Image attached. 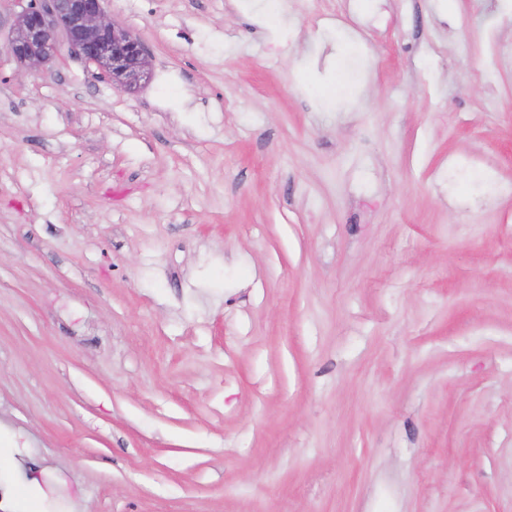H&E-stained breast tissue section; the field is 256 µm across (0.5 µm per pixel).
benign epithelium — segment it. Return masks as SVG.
<instances>
[{
	"label": "benign epithelium",
	"instance_id": "1",
	"mask_svg": "<svg viewBox=\"0 0 512 512\" xmlns=\"http://www.w3.org/2000/svg\"><path fill=\"white\" fill-rule=\"evenodd\" d=\"M22 1L7 47L20 65L40 70L58 54L62 37L73 53L126 92L148 77L146 45L108 17L105 0H16Z\"/></svg>",
	"mask_w": 512,
	"mask_h": 512
}]
</instances>
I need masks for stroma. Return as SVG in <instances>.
Masks as SVG:
<instances>
[{
    "label": "stroma",
    "instance_id": "35a3bbf8",
    "mask_svg": "<svg viewBox=\"0 0 512 512\" xmlns=\"http://www.w3.org/2000/svg\"><path fill=\"white\" fill-rule=\"evenodd\" d=\"M0 0V512H512V0ZM7 52L21 66L40 70L59 51V36L73 53L97 67L126 92H134L149 72L143 40L108 17L105 0H15Z\"/></svg>",
    "mask_w": 512,
    "mask_h": 512
}]
</instances>
